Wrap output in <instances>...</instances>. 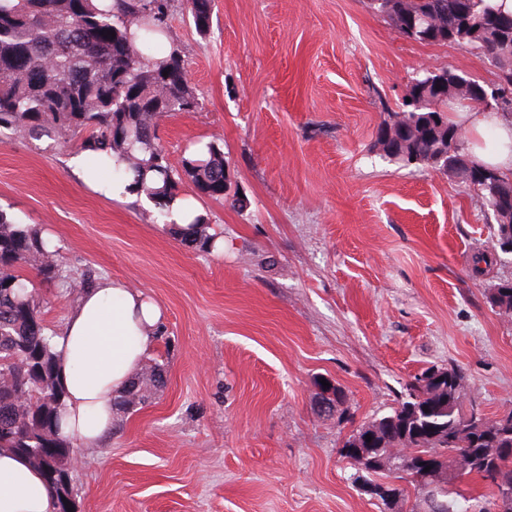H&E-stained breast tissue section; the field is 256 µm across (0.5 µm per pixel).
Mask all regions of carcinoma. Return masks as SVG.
Masks as SVG:
<instances>
[{"label": "carcinoma", "instance_id": "obj_1", "mask_svg": "<svg viewBox=\"0 0 512 512\" xmlns=\"http://www.w3.org/2000/svg\"><path fill=\"white\" fill-rule=\"evenodd\" d=\"M196 30L204 34L212 21L211 0H187ZM172 0H0V131L22 137L80 139V150L97 160L121 154L134 186L152 201L158 216L182 243L204 252L215 249L207 217L186 228L168 221L169 203L179 184L188 181L199 197L224 200L244 208L224 184V152L215 142L206 153L188 155L181 169L167 161L157 137L159 123L180 112L202 108L185 74L182 47L168 38ZM392 0L389 24L421 43H450L481 52L497 70L512 76V37L490 19L512 24V12L492 0ZM115 36L108 35V32ZM478 81L442 69L411 79L406 97L416 99L383 114L375 147L402 167L414 162L440 169L448 155L454 180L470 188L479 206L494 211L486 185L470 180L477 167L460 128L448 121V103L464 102ZM58 248L32 224H21L0 209V448L30 456L45 448L55 470H72L78 455L73 440L59 434L62 393L53 377L55 332L44 323L41 305L29 288V274L46 282L68 281ZM490 303L512 317V287L490 289ZM425 396L414 399L411 387L390 410L352 430L341 457L356 453L361 465L352 479L383 507L404 512L408 489L377 476L390 471L409 475L417 512H461L458 469L477 476L490 488L485 512H512V408L472 424L482 412L467 402L465 373L455 367L429 368L414 377ZM165 364L146 361L115 405L130 411L162 391ZM371 441H366V436ZM433 470L423 472L424 458ZM465 462H460V459Z\"/></svg>", "mask_w": 512, "mask_h": 512}]
</instances>
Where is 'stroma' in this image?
I'll use <instances>...</instances> for the list:
<instances>
[{
    "mask_svg": "<svg viewBox=\"0 0 512 512\" xmlns=\"http://www.w3.org/2000/svg\"><path fill=\"white\" fill-rule=\"evenodd\" d=\"M168 32L203 108L158 135L176 168L219 141L247 202L200 199L223 249H190L153 206L84 184L76 140L0 133V209L52 239L71 276L143 289L165 314L151 356L167 384L82 450L75 512H381L338 450L414 375L458 367L487 416L512 406V319L488 299L512 255L476 274L492 214L442 173L384 160L375 132L418 73L490 89L496 70L406 38L370 0H212L204 35L175 0ZM33 283L60 330L76 295ZM321 378L350 422L314 414Z\"/></svg>",
    "mask_w": 512,
    "mask_h": 512,
    "instance_id": "1",
    "label": "stroma"
}]
</instances>
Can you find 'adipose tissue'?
Instances as JSON below:
<instances>
[{
  "label": "adipose tissue",
  "mask_w": 512,
  "mask_h": 512,
  "mask_svg": "<svg viewBox=\"0 0 512 512\" xmlns=\"http://www.w3.org/2000/svg\"><path fill=\"white\" fill-rule=\"evenodd\" d=\"M467 133L476 162L512 173V116L459 108L450 115ZM494 140H486V131ZM164 313L144 291L101 279L53 339L54 377L64 397L60 432L97 445L112 430L115 398L152 353ZM41 470L0 448V512H56Z\"/></svg>",
  "instance_id": "adipose-tissue-1"
}]
</instances>
